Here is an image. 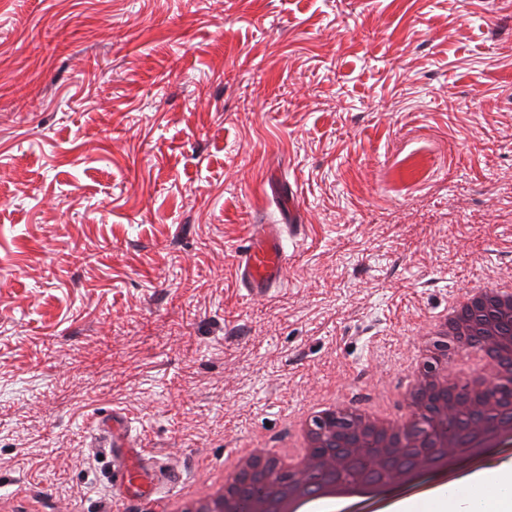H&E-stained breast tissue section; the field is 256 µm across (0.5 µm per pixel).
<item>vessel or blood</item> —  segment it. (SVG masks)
<instances>
[{
	"instance_id": "1",
	"label": "vessel or blood",
	"mask_w": 512,
	"mask_h": 512,
	"mask_svg": "<svg viewBox=\"0 0 512 512\" xmlns=\"http://www.w3.org/2000/svg\"><path fill=\"white\" fill-rule=\"evenodd\" d=\"M288 224H255L240 249L236 266L246 298L266 300L286 281L290 251ZM98 428L107 439L112 458V487L124 499L148 501L161 512L176 475L168 463L150 456L133 435L129 418L120 409L103 414Z\"/></svg>"
}]
</instances>
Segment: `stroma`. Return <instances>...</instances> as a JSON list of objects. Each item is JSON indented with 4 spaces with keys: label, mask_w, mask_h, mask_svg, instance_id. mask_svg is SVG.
<instances>
[{
    "label": "stroma",
    "mask_w": 512,
    "mask_h": 512,
    "mask_svg": "<svg viewBox=\"0 0 512 512\" xmlns=\"http://www.w3.org/2000/svg\"><path fill=\"white\" fill-rule=\"evenodd\" d=\"M511 172L512 0H0V497L145 512L116 405L188 483L372 400L420 317L512 275ZM293 209L246 300L249 221ZM302 224H251L246 244L240 249L236 266L239 285L246 298L267 300L286 281L290 251L288 234L297 238Z\"/></svg>",
    "instance_id": "stroma-1"
}]
</instances>
